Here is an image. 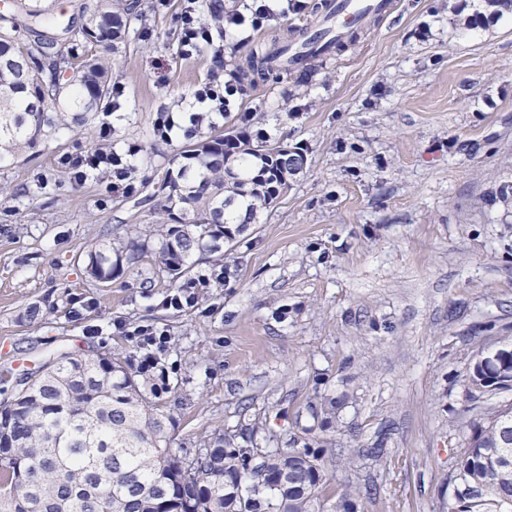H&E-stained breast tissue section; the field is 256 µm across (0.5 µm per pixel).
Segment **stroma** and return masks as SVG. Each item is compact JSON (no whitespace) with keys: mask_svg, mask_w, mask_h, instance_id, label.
Masks as SVG:
<instances>
[{"mask_svg":"<svg viewBox=\"0 0 512 512\" xmlns=\"http://www.w3.org/2000/svg\"><path fill=\"white\" fill-rule=\"evenodd\" d=\"M319 2L244 23L229 41L211 24L212 44L187 56L185 0H142L145 20L107 54L121 91L109 142L145 148L133 192L70 175L100 139L96 122L0 164V371L63 348L132 352L130 331L149 327L168 338L174 447L256 419L281 448L381 440L380 464L329 468L326 494L370 484L359 512H448L465 368L512 336L511 13L468 30L481 0H393L306 77L239 81L237 118L302 148L307 164L224 287L175 309L164 285L85 272L91 248L163 219L154 189L183 141L156 136L159 112L186 108L209 78L230 80L252 46L293 37ZM344 392L331 436L308 405Z\"/></svg>","mask_w":512,"mask_h":512,"instance_id":"stroma-1","label":"stroma"}]
</instances>
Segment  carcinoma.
<instances>
[{
	"instance_id": "cac0c4a2",
	"label": "carcinoma",
	"mask_w": 512,
	"mask_h": 512,
	"mask_svg": "<svg viewBox=\"0 0 512 512\" xmlns=\"http://www.w3.org/2000/svg\"><path fill=\"white\" fill-rule=\"evenodd\" d=\"M143 18L139 0H96L67 25L72 46L0 14V161L39 152L61 128L85 127L112 103V72L102 52ZM251 49L237 76L264 67ZM227 130L203 117L189 122L182 151L161 187L167 221L154 233L126 231L90 251L86 272L109 281L131 272L146 288L167 277L180 288L198 281L193 258L207 256L230 275L233 251L290 186L280 148L261 129ZM151 264L143 266L144 257ZM512 359L496 365L472 356L464 448L455 457L448 512H512V403L485 407L483 396L508 391ZM15 379L0 400V512H358L360 487L323 495L333 449L310 443L265 448L256 420L236 434L216 430L192 450L172 447L174 419L151 373L135 354L61 351ZM343 400L320 401L322 426L336 423Z\"/></svg>"
}]
</instances>
